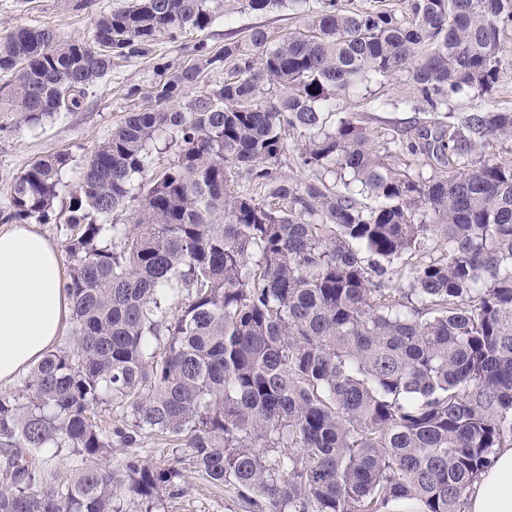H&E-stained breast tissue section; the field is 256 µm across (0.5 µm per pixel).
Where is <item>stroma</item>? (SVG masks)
<instances>
[{"label":"stroma","instance_id":"1","mask_svg":"<svg viewBox=\"0 0 512 512\" xmlns=\"http://www.w3.org/2000/svg\"><path fill=\"white\" fill-rule=\"evenodd\" d=\"M124 2L92 0L88 8L80 9L76 0H0V41L17 28L45 25L54 29L59 40L79 39L92 31L101 16ZM307 9L304 0H286L284 6L264 13L232 12L217 18L205 31H191L177 40L157 43L146 56L115 60L111 73L80 109L35 126L24 122L20 113L10 111L7 101L0 100V229L6 226L4 218L9 212L15 178L46 156L67 153L75 163L65 172L64 186L54 201L57 220L40 227L55 243H64L58 224L67 219L69 196L78 188L79 161L104 142L128 112L154 105L157 64L192 66V46L199 39L220 48L229 39L245 41L251 29L258 26L272 38H281L301 28ZM132 86L137 93L131 97L127 90ZM410 94L407 73L384 81L365 78L337 99L336 108L364 116L372 138L382 145L394 131L426 120V113L407 108L405 101ZM183 474L188 491L166 499L165 512H250L234 489L214 487L188 468Z\"/></svg>","mask_w":512,"mask_h":512}]
</instances>
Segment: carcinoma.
I'll list each match as a JSON object with an SVG mask.
<instances>
[{
    "label": "carcinoma",
    "instance_id": "obj_1",
    "mask_svg": "<svg viewBox=\"0 0 512 512\" xmlns=\"http://www.w3.org/2000/svg\"><path fill=\"white\" fill-rule=\"evenodd\" d=\"M380 2L318 0L276 42L259 27L217 51L196 42L197 64L158 67L156 106L85 157L66 222L72 342L0 390V512H153L187 492L182 473L109 461L148 435L259 510L464 512L512 447V160L485 153L512 141V109L448 102L492 95L512 0ZM281 3L131 0L68 43L20 27L0 44L15 74L0 98L28 123L54 119L113 59ZM208 69L223 82L188 97ZM403 71L435 132L389 144L435 157L428 178L392 170L362 118L330 111L357 80ZM290 138L315 178L284 174ZM161 140L174 159L132 192ZM71 162L17 176L7 219L51 221ZM126 209L134 223H114ZM430 242L442 254L428 261ZM103 405L122 413L108 429L91 417ZM51 448L81 460L72 481L44 478Z\"/></svg>",
    "mask_w": 512,
    "mask_h": 512
}]
</instances>
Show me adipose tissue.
Instances as JSON below:
<instances>
[{"instance_id": "ef3b65f1", "label": "adipose tissue", "mask_w": 512, "mask_h": 512, "mask_svg": "<svg viewBox=\"0 0 512 512\" xmlns=\"http://www.w3.org/2000/svg\"><path fill=\"white\" fill-rule=\"evenodd\" d=\"M69 313L59 248L33 224L0 230V386L55 346ZM468 512H512V447L468 494Z\"/></svg>"}]
</instances>
